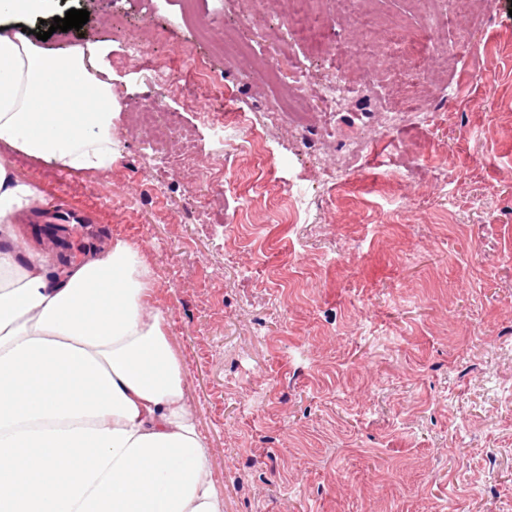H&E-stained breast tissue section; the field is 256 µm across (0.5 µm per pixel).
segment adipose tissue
<instances>
[{"label": "adipose tissue", "instance_id": "ef3b65f1", "mask_svg": "<svg viewBox=\"0 0 512 512\" xmlns=\"http://www.w3.org/2000/svg\"><path fill=\"white\" fill-rule=\"evenodd\" d=\"M101 71L94 47L0 30V144L69 172L111 169ZM43 201L0 160V512H224L140 248L117 239L48 276L13 232Z\"/></svg>", "mask_w": 512, "mask_h": 512}]
</instances>
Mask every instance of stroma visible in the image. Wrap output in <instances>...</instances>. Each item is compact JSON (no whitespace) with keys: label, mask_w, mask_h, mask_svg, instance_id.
I'll return each instance as SVG.
<instances>
[{"label":"stroma","mask_w":512,"mask_h":512,"mask_svg":"<svg viewBox=\"0 0 512 512\" xmlns=\"http://www.w3.org/2000/svg\"><path fill=\"white\" fill-rule=\"evenodd\" d=\"M73 8L82 30L22 25L48 49L102 47L117 158L76 174L0 146L44 196L17 221L19 247L53 273L115 239L142 248L224 512H512V0L481 16L366 0L374 37L334 12L325 56L290 34L289 0H195L206 41L184 0H54L50 14ZM241 24L254 57L358 94L302 133L270 124L284 89L221 51ZM429 27L475 49L428 58L438 90L387 125L401 110L389 85ZM233 121L244 136L226 161L217 134ZM61 201L89 218L70 250L37 221Z\"/></svg>","instance_id":"1"}]
</instances>
